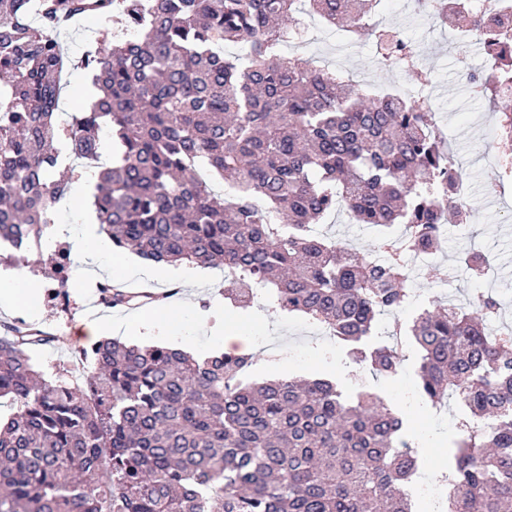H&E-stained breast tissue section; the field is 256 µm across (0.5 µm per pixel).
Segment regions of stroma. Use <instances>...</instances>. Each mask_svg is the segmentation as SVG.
Wrapping results in <instances>:
<instances>
[{"label":"stroma","mask_w":512,"mask_h":512,"mask_svg":"<svg viewBox=\"0 0 512 512\" xmlns=\"http://www.w3.org/2000/svg\"><path fill=\"white\" fill-rule=\"evenodd\" d=\"M373 23L396 28L418 54L413 61L387 70L378 62L376 42L372 35L349 41L335 26L315 21L312 36L301 43L285 46L288 55H301L316 63L330 62L363 75L368 84L389 87L407 85L413 96L431 94L439 128L444 132L454 160L462 165L470 185L467 204L475 218L466 226L447 225L443 247L437 258L453 270L447 284L434 282L428 267L410 264V286L414 297L405 311L380 316L374 333L384 340L393 326H408L421 311L445 304L447 295H455L459 305L483 291H491L500 302V324L512 328V179L501 178L497 143L494 139V112L490 103L470 97L468 74L480 65L478 57H465L448 42V26L433 22L417 13L413 0H385L372 17ZM109 19H78L59 35L65 55L81 56L88 44L115 38ZM497 183L494 195H486L488 183ZM91 197H82L79 207L53 210V222L59 231L54 244L60 250H72V239L80 234L93 210ZM325 236L350 244L358 252H372L378 232L374 226L354 223L348 212L329 214L317 226ZM475 244L494 257L487 277L475 280L458 268L459 252L467 244ZM0 266L20 271L36 281L40 303L44 309L38 325L53 341L37 350L33 358L39 368L53 372L63 363H72L79 348L76 326L86 321V308L96 287L110 281L111 273L99 269L72 268L69 281V303L59 307L49 290L55 284L52 252L22 255L8 246L0 247ZM145 287L156 293H168L170 305L185 308L192 303H207L224 314H235L237 327L251 341L255 360L256 381L288 378H322L336 385L346 399L358 392L371 390L379 394L406 422V434L415 448L420 466L415 483H428L438 494H447L448 485L439 477L440 469L450 464L449 444L456 436L459 410L456 403L435 409L417 391L420 356L413 343H406L405 358L397 375L373 377L355 370L346 349L329 336L317 322L291 315L273 307L270 293L261 288L250 307L235 309L224 301L223 273H208L198 283H173L163 278L146 281ZM182 344L200 355L214 351L215 343L208 328L187 312L176 330Z\"/></svg>","instance_id":"1"}]
</instances>
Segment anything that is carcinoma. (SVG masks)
Wrapping results in <instances>:
<instances>
[{"mask_svg":"<svg viewBox=\"0 0 512 512\" xmlns=\"http://www.w3.org/2000/svg\"><path fill=\"white\" fill-rule=\"evenodd\" d=\"M0 0V244L41 251L54 206L70 190L57 176L65 58L61 23L119 13L130 39L101 41L75 66L97 91L68 113L67 149L100 154L92 205L112 247L167 264L229 272L224 300L246 307L267 288L282 311L320 323L361 372L388 376L402 353L368 346L377 316L412 295L404 259L432 254L442 222H467L448 176L454 164L434 113L419 99L377 97L308 59L285 55L277 20L297 14L368 30L377 0ZM431 18L462 28L440 4ZM383 66L412 45L372 30ZM226 44L248 46L226 56ZM478 95L512 85V50L495 74L471 76ZM501 161L512 169V111L497 113ZM227 183L220 197L214 185ZM344 204L355 220L409 227L378 262L313 233ZM481 275L490 259L459 256ZM500 304L419 314L404 335L420 352V392L454 398L467 416L450 448L444 512H512V336L485 328ZM50 342L24 324L0 335V512H412L404 492L418 470L403 419L376 393L351 401L323 379L250 378L253 356L198 360L165 346L101 339L79 349L95 366L88 388L59 367L47 378L31 350Z\"/></svg>","mask_w":512,"mask_h":512,"instance_id":"carcinoma-1","label":"carcinoma"}]
</instances>
